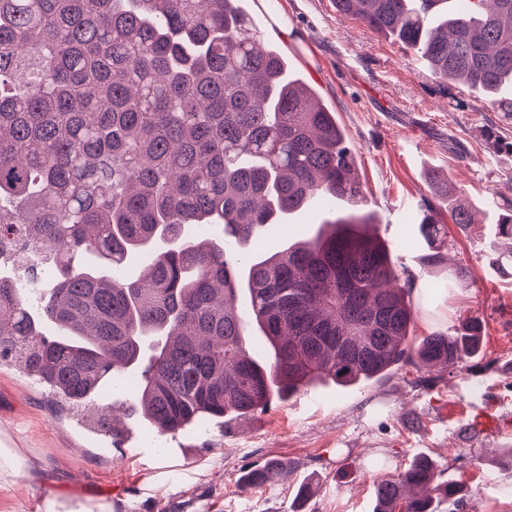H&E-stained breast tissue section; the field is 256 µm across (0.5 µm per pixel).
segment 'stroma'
Listing matches in <instances>:
<instances>
[{"label": "stroma", "mask_w": 512, "mask_h": 512, "mask_svg": "<svg viewBox=\"0 0 512 512\" xmlns=\"http://www.w3.org/2000/svg\"><path fill=\"white\" fill-rule=\"evenodd\" d=\"M301 40L290 67L335 111L357 152L358 173L375 229L408 283L414 337L445 331L466 317L483 321V347L465 372L425 389L406 365L390 380L351 390L326 385L273 400L253 416L223 427L158 434L139 417L137 450L115 459L107 437L54 412L48 397L18 370L0 368V428L34 449L44 481L19 477L0 488V512H23L46 486L77 496H104L121 512H294L304 484L314 495L304 512H373L379 457L396 470L427 455L443 478L469 493L461 512H512V278L492 269L491 225L447 224L445 264L427 267L416 224L431 195L428 171L448 177L463 200L497 211L512 199V152L493 146V131L512 142V112L463 83L436 78L398 41L337 12L333 0H278ZM470 267L471 280L455 278ZM489 409L497 432L468 433L472 414ZM272 457L292 461L287 482L243 489L240 478Z\"/></svg>", "instance_id": "stroma-1"}]
</instances>
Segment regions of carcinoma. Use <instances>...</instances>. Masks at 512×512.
<instances>
[{"label":"carcinoma","instance_id":"1","mask_svg":"<svg viewBox=\"0 0 512 512\" xmlns=\"http://www.w3.org/2000/svg\"><path fill=\"white\" fill-rule=\"evenodd\" d=\"M242 0H0V253L51 269L37 306L0 277V366L56 406L125 394L160 433L247 417L304 388L368 385L402 366L448 374L478 355L482 324L413 338L390 249L363 210L357 157L336 113L262 42ZM420 55L431 72L500 99L512 85V0H334ZM444 208L418 223L441 263V213L477 211L434 176ZM318 199L349 205L274 251L262 239ZM492 263L512 276V204ZM150 265L119 275L138 256ZM272 350L260 363L246 338ZM116 434L112 407L96 406ZM289 460L242 475L288 480ZM421 456L374 486L375 512L465 501Z\"/></svg>","mask_w":512,"mask_h":512}]
</instances>
